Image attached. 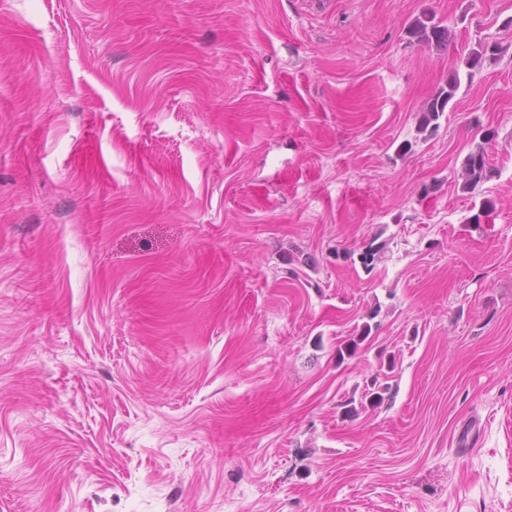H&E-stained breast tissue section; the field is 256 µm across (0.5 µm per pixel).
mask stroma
<instances>
[{"label":"stroma","instance_id":"35a3bbf8","mask_svg":"<svg viewBox=\"0 0 512 512\" xmlns=\"http://www.w3.org/2000/svg\"><path fill=\"white\" fill-rule=\"evenodd\" d=\"M0 512H512V0H0ZM412 34L419 42H436L444 46L447 43H452L455 38V34L449 28L433 23V19L425 21L419 20L415 24ZM504 52V47L498 42H483L473 49L466 57L462 59L464 64L465 77L467 82H471L476 70L481 69L486 60H495ZM461 85L460 71L458 67L454 69L453 75L448 81L447 89L441 88L428 102L425 110L422 112L420 129L427 131L431 126L430 133L435 132L440 124L439 119L443 116L448 103L454 97L455 92ZM475 135L480 141L467 153L462 163V191L474 192L491 177L492 169L488 163L487 145L492 142L495 132L492 129H483L480 124L474 125Z\"/></svg>","mask_w":512,"mask_h":512}]
</instances>
